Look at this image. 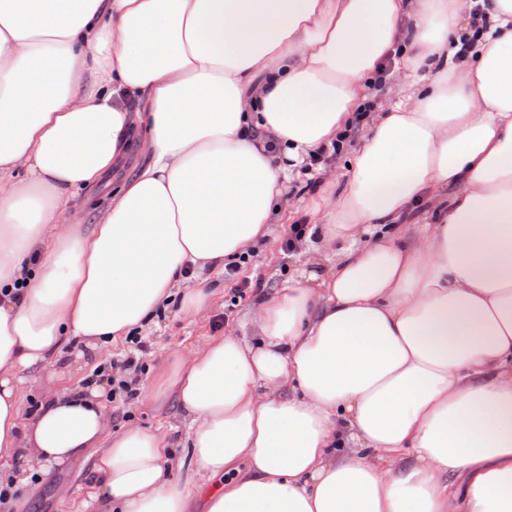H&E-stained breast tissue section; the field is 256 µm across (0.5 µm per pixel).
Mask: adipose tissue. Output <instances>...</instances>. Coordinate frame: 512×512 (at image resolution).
Listing matches in <instances>:
<instances>
[{"label": "adipose tissue", "instance_id": "adipose-tissue-1", "mask_svg": "<svg viewBox=\"0 0 512 512\" xmlns=\"http://www.w3.org/2000/svg\"><path fill=\"white\" fill-rule=\"evenodd\" d=\"M390 57L413 91L247 312L256 341L154 386L206 483H169L160 432L110 431L99 386L24 416L68 342L198 313L190 275L269 236ZM93 448L97 512H512V0H0V461L18 488ZM110 180V176L106 177L101 186L74 200L75 204L72 205L76 209L83 203L85 205V223H90L86 218V212L92 207L103 210L108 206L112 193V183L108 184Z\"/></svg>", "mask_w": 512, "mask_h": 512}]
</instances>
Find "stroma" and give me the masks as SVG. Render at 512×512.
<instances>
[{"instance_id":"stroma-1","label":"stroma","mask_w":512,"mask_h":512,"mask_svg":"<svg viewBox=\"0 0 512 512\" xmlns=\"http://www.w3.org/2000/svg\"><path fill=\"white\" fill-rule=\"evenodd\" d=\"M368 128L367 121L357 122L339 149L325 152L323 169L301 170L288 185L289 207L284 217L272 225L268 238L253 245L248 259L234 264L233 274L207 271L200 275L196 285L207 289L209 298L197 314L181 313L180 302L176 299L163 305L152 323L142 331L151 347L142 358L144 369L138 375V398L124 403L102 396L112 431L139 426L166 435L172 448L167 463L172 484L183 487L193 483L197 478L196 468L183 446L185 424L180 408L173 399H155L150 393L153 383L161 373L175 369L214 337L252 336V329L243 327L242 320L244 313L254 306L257 291H274L295 277L303 265L300 248L285 247L291 225L310 227L318 223L317 203L322 197L335 193L336 180L343 178L348 169L347 160ZM132 349L127 339H120L53 382L34 386L25 399V411H33L46 392L62 390L90 377L97 367L130 356ZM95 484L91 458H78L40 475L17 491L9 512H80Z\"/></svg>"}]
</instances>
